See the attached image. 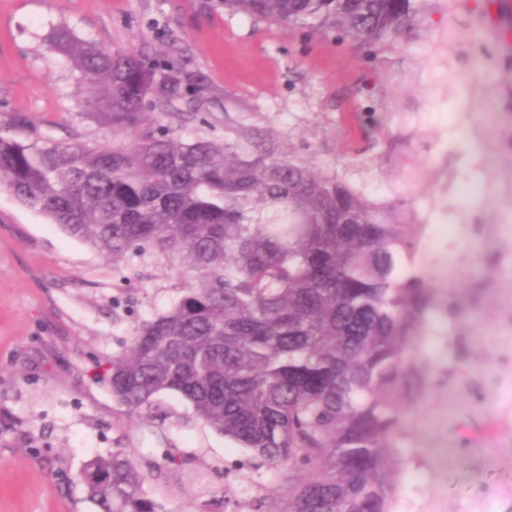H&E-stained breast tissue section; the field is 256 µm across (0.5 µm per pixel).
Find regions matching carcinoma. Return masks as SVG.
I'll use <instances>...</instances> for the list:
<instances>
[{"mask_svg": "<svg viewBox=\"0 0 512 512\" xmlns=\"http://www.w3.org/2000/svg\"><path fill=\"white\" fill-rule=\"evenodd\" d=\"M243 13L321 35L376 58L458 0H224ZM49 49L90 90L89 115L117 142L0 131V187L120 263L154 250L184 280L171 308L143 321L112 356L113 397L146 420L195 419L244 449L256 496L249 512H390L406 424L399 390L433 310L414 268L422 225L397 205L252 144L187 139L155 110L200 91L197 76L141 52L100 47L60 26ZM370 138L377 111L363 117ZM175 394L189 412L162 401ZM288 466V492L262 493L261 469ZM163 468L180 491L206 488L179 452ZM99 512H159L149 476L123 449L84 462Z\"/></svg>", "mask_w": 512, "mask_h": 512, "instance_id": "carcinoma-1", "label": "carcinoma"}]
</instances>
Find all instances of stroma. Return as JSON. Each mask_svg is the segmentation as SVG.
Returning a JSON list of instances; mask_svg holds the SVG:
<instances>
[{
  "label": "stroma",
  "instance_id": "stroma-1",
  "mask_svg": "<svg viewBox=\"0 0 512 512\" xmlns=\"http://www.w3.org/2000/svg\"><path fill=\"white\" fill-rule=\"evenodd\" d=\"M460 16L462 56L441 43L448 19L436 13L370 62L336 34L231 15L223 0H0V127L23 112L38 135L104 140L86 90L47 50L64 25L197 74L202 92L160 117L176 133L220 143L244 127L413 209L435 307L402 396L392 512H512V0H462ZM386 101L368 139L360 117ZM182 288L163 257L113 264L0 189V512H96L78 472L116 448L145 469L169 448L187 470L218 467L192 497L155 475L146 489L162 512L246 507L245 494L224 498L243 449L195 422L129 417L103 377Z\"/></svg>",
  "mask_w": 512,
  "mask_h": 512
}]
</instances>
